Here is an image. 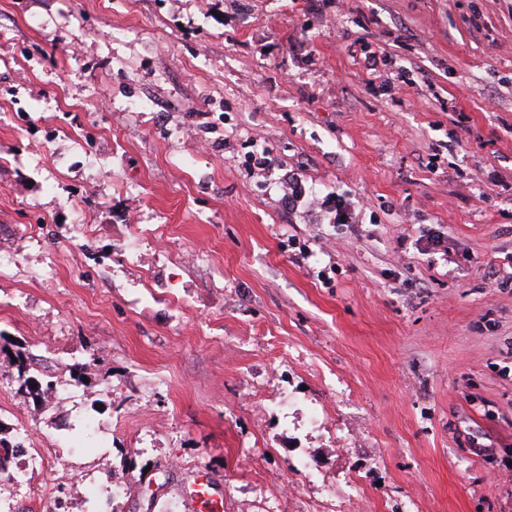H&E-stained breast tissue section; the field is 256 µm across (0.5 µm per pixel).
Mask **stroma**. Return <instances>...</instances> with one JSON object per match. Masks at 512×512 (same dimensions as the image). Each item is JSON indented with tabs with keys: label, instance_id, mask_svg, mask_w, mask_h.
<instances>
[{
	"label": "stroma",
	"instance_id": "obj_1",
	"mask_svg": "<svg viewBox=\"0 0 512 512\" xmlns=\"http://www.w3.org/2000/svg\"><path fill=\"white\" fill-rule=\"evenodd\" d=\"M0 434V512H512V0H0Z\"/></svg>",
	"mask_w": 512,
	"mask_h": 512
}]
</instances>
